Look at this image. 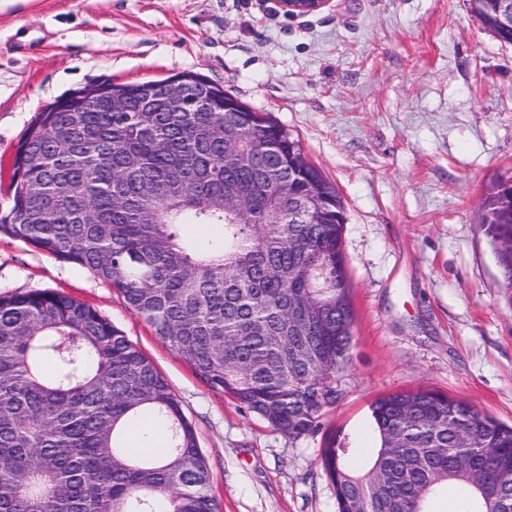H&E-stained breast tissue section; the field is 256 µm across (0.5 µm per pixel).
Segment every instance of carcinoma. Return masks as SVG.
I'll list each match as a JSON object with an SVG mask.
<instances>
[{"mask_svg": "<svg viewBox=\"0 0 512 512\" xmlns=\"http://www.w3.org/2000/svg\"><path fill=\"white\" fill-rule=\"evenodd\" d=\"M180 106L155 81L123 85L126 104L57 105L24 133L0 234L85 267L209 387L278 430L318 432L342 395L353 322L343 204L324 224H291L297 144L258 112L252 162L224 157L235 98L202 77ZM272 182L262 190V180ZM252 189L249 212L224 211V185ZM502 284L512 298V177L485 202ZM188 224L220 228L198 252ZM431 391L371 405L365 467L329 438L321 465L337 512H512V426ZM181 401L152 362L95 308L55 290L0 296V512H219Z\"/></svg>", "mask_w": 512, "mask_h": 512, "instance_id": "cac0c4a2", "label": "carcinoma"}]
</instances>
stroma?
Here are the masks:
<instances>
[{"label": "stroma", "mask_w": 512, "mask_h": 512, "mask_svg": "<svg viewBox=\"0 0 512 512\" xmlns=\"http://www.w3.org/2000/svg\"><path fill=\"white\" fill-rule=\"evenodd\" d=\"M204 75L297 139L343 203L354 309L343 394L292 438L210 388L91 271L0 236V296L101 312L178 395L221 512H336L320 453L372 447L370 405L429 389L512 425V304L482 203L512 177V45L469 0H0V210L38 112L101 79ZM277 6L290 16H307L320 10L328 0H275Z\"/></svg>", "instance_id": "1"}]
</instances>
